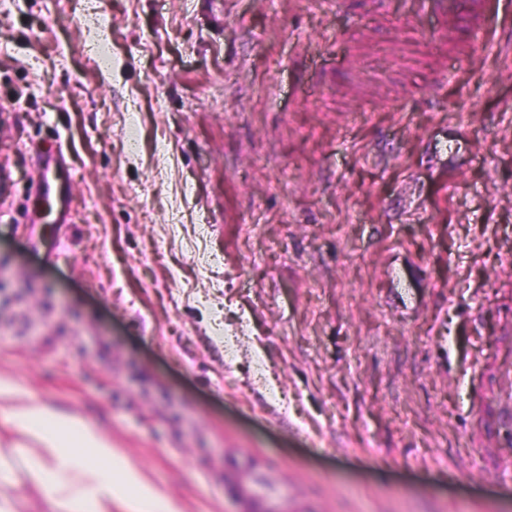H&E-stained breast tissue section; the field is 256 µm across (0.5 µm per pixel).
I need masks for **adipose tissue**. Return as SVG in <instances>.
I'll use <instances>...</instances> for the list:
<instances>
[{
  "label": "adipose tissue",
  "instance_id": "obj_1",
  "mask_svg": "<svg viewBox=\"0 0 512 512\" xmlns=\"http://www.w3.org/2000/svg\"><path fill=\"white\" fill-rule=\"evenodd\" d=\"M4 411L30 444L23 476L48 501L70 504L73 512H112L116 500L130 512H172L162 493L84 418L33 399Z\"/></svg>",
  "mask_w": 512,
  "mask_h": 512
}]
</instances>
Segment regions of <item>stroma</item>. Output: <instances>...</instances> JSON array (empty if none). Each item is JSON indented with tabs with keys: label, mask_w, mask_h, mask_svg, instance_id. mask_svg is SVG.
Masks as SVG:
<instances>
[{
	"label": "stroma",
	"mask_w": 512,
	"mask_h": 512,
	"mask_svg": "<svg viewBox=\"0 0 512 512\" xmlns=\"http://www.w3.org/2000/svg\"><path fill=\"white\" fill-rule=\"evenodd\" d=\"M491 27L437 82L420 20L336 0H0V379L102 428L173 512H246L234 480L253 512H512L470 446L512 358V0ZM56 142L66 224L31 177ZM24 445L0 412V503L71 512Z\"/></svg>",
	"instance_id": "stroma-1"
}]
</instances>
